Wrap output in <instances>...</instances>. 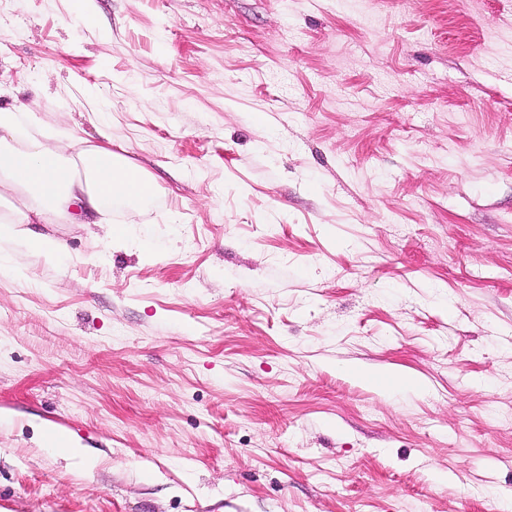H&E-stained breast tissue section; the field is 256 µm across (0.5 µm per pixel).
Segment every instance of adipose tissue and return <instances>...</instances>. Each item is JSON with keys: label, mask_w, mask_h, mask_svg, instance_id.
<instances>
[{"label": "adipose tissue", "mask_w": 512, "mask_h": 512, "mask_svg": "<svg viewBox=\"0 0 512 512\" xmlns=\"http://www.w3.org/2000/svg\"><path fill=\"white\" fill-rule=\"evenodd\" d=\"M36 123L29 109L0 110V206L10 210L0 227V244L16 253L35 251L56 258L63 245L40 232V225L56 217L70 224L93 223L107 201H135L150 192L151 182L119 158L108 134L81 151L88 171L74 173L70 156L46 148L32 135Z\"/></svg>", "instance_id": "adipose-tissue-1"}]
</instances>
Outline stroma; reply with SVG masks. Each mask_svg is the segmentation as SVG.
Here are the masks:
<instances>
[{
	"mask_svg": "<svg viewBox=\"0 0 512 512\" xmlns=\"http://www.w3.org/2000/svg\"><path fill=\"white\" fill-rule=\"evenodd\" d=\"M20 104L154 191L0 274V512L512 499V0H0ZM365 376L382 391L388 392L394 388H404L416 393L426 391V386L417 378L406 375H395L384 372L380 374H365ZM52 447L68 458L79 459L80 468L86 475H90L96 467L97 460L85 455L71 438L62 433L52 438Z\"/></svg>",
	"mask_w": 512,
	"mask_h": 512,
	"instance_id": "stroma-1",
	"label": "stroma"
}]
</instances>
